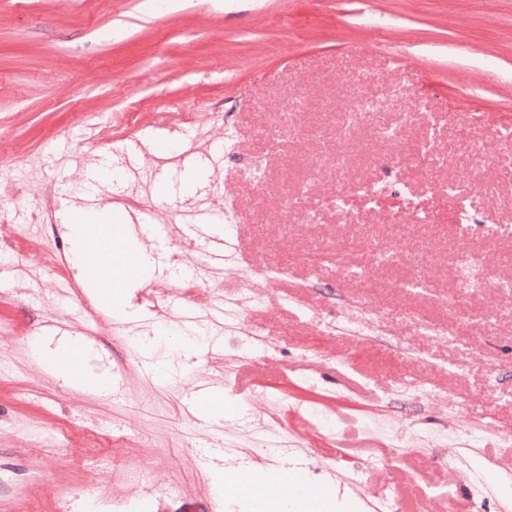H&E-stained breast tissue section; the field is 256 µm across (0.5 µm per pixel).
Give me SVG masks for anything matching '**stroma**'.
I'll list each match as a JSON object with an SVG mask.
<instances>
[{
  "mask_svg": "<svg viewBox=\"0 0 512 512\" xmlns=\"http://www.w3.org/2000/svg\"><path fill=\"white\" fill-rule=\"evenodd\" d=\"M348 112L363 121L343 140ZM387 122L398 137L377 141ZM509 126L512 0H0V512H226L199 451L230 439L222 464L334 486L337 512H512ZM158 140L208 184L159 196L181 171ZM88 193L164 225L168 257L194 271L135 290L142 335L180 303L257 297L206 318L192 377L156 379L83 287L61 214ZM198 212L236 217L224 263L240 275L203 266ZM390 239L401 261L378 264ZM76 336L111 392L49 372L43 351ZM200 381L223 392L222 423L188 408ZM240 413L288 453L249 448Z\"/></svg>",
  "mask_w": 512,
  "mask_h": 512,
  "instance_id": "35a3bbf8",
  "label": "stroma"
}]
</instances>
